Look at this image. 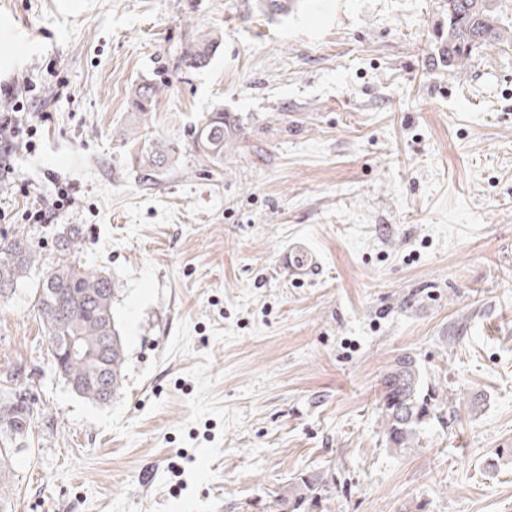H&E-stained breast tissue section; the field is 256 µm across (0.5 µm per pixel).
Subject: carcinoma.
I'll list each match as a JSON object with an SVG mask.
<instances>
[{
  "label": "carcinoma",
  "instance_id": "carcinoma-1",
  "mask_svg": "<svg viewBox=\"0 0 512 512\" xmlns=\"http://www.w3.org/2000/svg\"><path fill=\"white\" fill-rule=\"evenodd\" d=\"M448 6V36L443 61L448 73L459 74L487 46L509 43L498 26L497 0H445ZM219 37L208 36L190 49V63L204 66L217 48ZM158 89L151 83H135L129 97L138 112H150ZM197 152L209 160L224 159V112L211 113L192 132ZM131 142L140 143L132 162L144 172L176 164L174 148L153 139L137 126L129 131ZM82 238L75 224H62L55 243L62 256L47 268L35 289L36 310L48 334L50 348L61 350L70 336L99 349L95 358L70 357L62 365L69 389L76 396L97 404L111 401L122 386L126 348L113 313L119 288L108 275L88 270L73 259ZM40 248L24 235L0 240V300L8 299L29 278L41 261ZM16 366L0 372V512H7L4 489L11 483V460L28 448V435L36 408V397ZM383 437L389 449L402 452L414 447L435 407V398L425 390L417 361L410 355L396 358L380 381ZM322 477L302 473L282 486L277 506L282 512H300L314 497Z\"/></svg>",
  "mask_w": 512,
  "mask_h": 512
}]
</instances>
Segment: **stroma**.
Masks as SVG:
<instances>
[{"label":"stroma","instance_id":"stroma-1","mask_svg":"<svg viewBox=\"0 0 512 512\" xmlns=\"http://www.w3.org/2000/svg\"><path fill=\"white\" fill-rule=\"evenodd\" d=\"M445 16L444 0H0V84L32 79L46 112L0 187V238L49 265L56 225H80L77 260L119 284L127 356L120 394L85 401L54 371L36 279L0 304V358L42 408L12 512H274L306 472L324 485L305 512H512V44L451 76ZM143 81L147 114L128 98ZM217 109L211 162L192 130ZM136 123L178 149L173 168L131 164ZM55 177L76 204L28 223ZM299 240L321 262L303 283L277 267ZM406 353L438 400L396 453L378 382ZM218 42L219 37L217 35L208 36L198 41L190 49L188 55L190 63L196 66H205L216 50ZM158 89L151 83H135L130 87L129 97L137 112H151L156 105Z\"/></svg>","mask_w":512,"mask_h":512}]
</instances>
